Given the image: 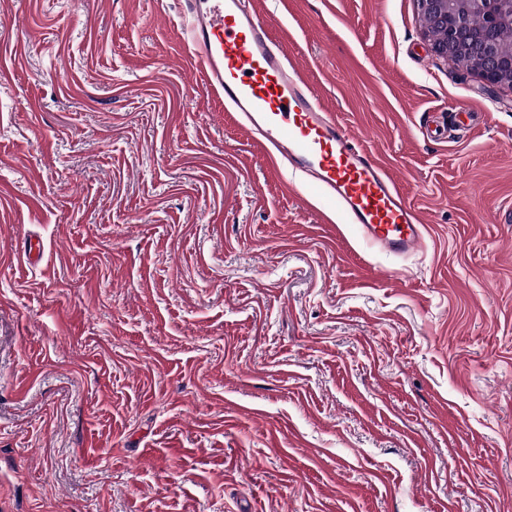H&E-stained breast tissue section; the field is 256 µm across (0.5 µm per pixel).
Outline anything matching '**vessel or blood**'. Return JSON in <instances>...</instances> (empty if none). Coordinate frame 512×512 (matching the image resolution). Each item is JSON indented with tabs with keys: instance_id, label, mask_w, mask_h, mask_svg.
<instances>
[{
	"instance_id": "b4317fda",
	"label": "vessel or blood",
	"mask_w": 512,
	"mask_h": 512,
	"mask_svg": "<svg viewBox=\"0 0 512 512\" xmlns=\"http://www.w3.org/2000/svg\"><path fill=\"white\" fill-rule=\"evenodd\" d=\"M184 36L208 89L271 163L298 172L327 207L381 250L418 248L423 221L384 165L322 103L246 0H184Z\"/></svg>"
}]
</instances>
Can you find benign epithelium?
Returning <instances> with one entry per match:
<instances>
[{
    "instance_id": "7a95c632",
    "label": "benign epithelium",
    "mask_w": 512,
    "mask_h": 512,
    "mask_svg": "<svg viewBox=\"0 0 512 512\" xmlns=\"http://www.w3.org/2000/svg\"><path fill=\"white\" fill-rule=\"evenodd\" d=\"M427 30L439 33L432 43L441 57H474L472 67L491 86H512V44L497 37L503 25H512V0H417ZM484 19L480 37L472 35V22Z\"/></svg>"
}]
</instances>
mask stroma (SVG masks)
<instances>
[{
	"label": "stroma",
	"mask_w": 512,
	"mask_h": 512,
	"mask_svg": "<svg viewBox=\"0 0 512 512\" xmlns=\"http://www.w3.org/2000/svg\"><path fill=\"white\" fill-rule=\"evenodd\" d=\"M254 6L420 249L273 167L181 0H0V512H512V87L416 0Z\"/></svg>",
	"instance_id": "obj_1"
}]
</instances>
